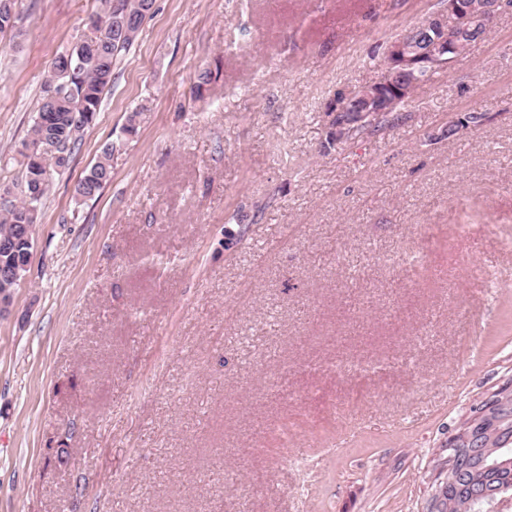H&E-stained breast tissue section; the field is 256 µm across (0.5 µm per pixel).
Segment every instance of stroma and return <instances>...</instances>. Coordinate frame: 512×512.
Returning a JSON list of instances; mask_svg holds the SVG:
<instances>
[{
    "label": "stroma",
    "instance_id": "35a3bbf8",
    "mask_svg": "<svg viewBox=\"0 0 512 512\" xmlns=\"http://www.w3.org/2000/svg\"><path fill=\"white\" fill-rule=\"evenodd\" d=\"M441 7L156 0L0 317V512H428L461 422L512 390V9L394 126L332 142L328 108ZM103 9L15 0L0 184ZM357 357L385 368L326 369ZM111 152V147L107 146L104 148L99 160L77 182L75 186L76 196L82 199H91L95 197L109 182L112 173L109 164Z\"/></svg>",
    "mask_w": 512,
    "mask_h": 512
}]
</instances>
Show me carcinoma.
<instances>
[{
  "label": "carcinoma",
  "mask_w": 512,
  "mask_h": 512,
  "mask_svg": "<svg viewBox=\"0 0 512 512\" xmlns=\"http://www.w3.org/2000/svg\"><path fill=\"white\" fill-rule=\"evenodd\" d=\"M146 0H105L104 18L112 24L126 23L130 34L119 40L111 33L97 39L93 53L78 60L77 46L59 53L49 78L42 85L41 104L30 138L23 142L20 155L24 179L20 195L0 204V240H17L15 257L28 260L33 243L19 239L18 225L34 224L38 205L48 190L47 170L57 165L56 156L42 151L51 133L62 136L60 152L70 156L86 128L94 124L102 94L112 83L113 69L121 53L136 41L139 29L149 14L143 12ZM14 0H0V33L17 29ZM112 148H104L99 160L77 182L76 196L95 197L111 179L109 158ZM493 420L481 427L475 446L491 453L475 472L465 475L473 482L474 493H460L451 503H443L439 512H488L504 495H512V394L504 390L492 398Z\"/></svg>",
  "instance_id": "carcinoma-1"
}]
</instances>
